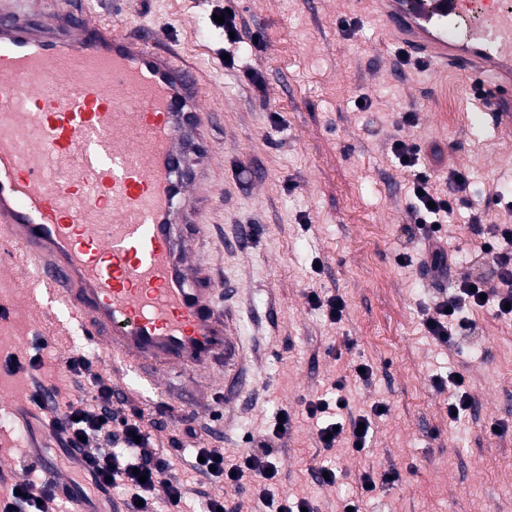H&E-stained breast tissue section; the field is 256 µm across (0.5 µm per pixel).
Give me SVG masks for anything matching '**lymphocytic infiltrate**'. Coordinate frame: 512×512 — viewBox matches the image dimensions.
<instances>
[{"mask_svg":"<svg viewBox=\"0 0 512 512\" xmlns=\"http://www.w3.org/2000/svg\"><path fill=\"white\" fill-rule=\"evenodd\" d=\"M390 152L412 175L410 211L413 234L423 242L418 257L423 274L438 278L456 263L441 235V227L456 210L471 211L474 235L482 240L481 251L491 272L471 274L457 280L452 291L440 293L430 309L423 312V325L432 339L454 345L475 336L477 326L468 312L491 305L496 317L512 320V224L485 223L481 212L472 208L469 176L452 168L444 186H437L433 174L421 160L417 144L394 140ZM72 378H88V387L74 394L67 411L54 416L49 426L67 447L83 448L82 472L97 492L105 494L113 485H123L130 496L125 512H156L157 496H164L171 512H181L186 497L184 482L173 471V456L153 445L155 419L143 410L123 411L112 405V386L99 375H90V359L82 352L65 361ZM343 398L336 392L313 394L305 403L308 417L319 419L317 436L324 449L346 443L350 449L370 442V417L344 418ZM188 465L208 480L223 484L224 495L207 499L205 512H244L243 491H251L263 512H317L311 500L275 497L272 487L279 476L277 450L271 441H258L249 452L231 460L223 449L207 447L195 428ZM59 498L52 479L34 483L22 481L17 491L0 495V512H55Z\"/></svg>","mask_w":512,"mask_h":512,"instance_id":"obj_1","label":"lymphocytic infiltrate"}]
</instances>
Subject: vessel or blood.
I'll use <instances>...</instances> for the list:
<instances>
[{
	"label": "vessel or blood",
	"instance_id": "1",
	"mask_svg": "<svg viewBox=\"0 0 512 512\" xmlns=\"http://www.w3.org/2000/svg\"><path fill=\"white\" fill-rule=\"evenodd\" d=\"M386 36L466 72L492 123L512 129V7L501 0H374ZM196 69L162 31L119 32L63 0H0V236L48 300L105 342L120 374L224 369L232 400L246 365L203 282L193 236L211 165ZM73 512L90 504L63 476Z\"/></svg>",
	"mask_w": 512,
	"mask_h": 512
}]
</instances>
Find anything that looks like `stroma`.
Here are the masks:
<instances>
[{
	"instance_id": "35a3bbf8",
	"label": "stroma",
	"mask_w": 512,
	"mask_h": 512,
	"mask_svg": "<svg viewBox=\"0 0 512 512\" xmlns=\"http://www.w3.org/2000/svg\"><path fill=\"white\" fill-rule=\"evenodd\" d=\"M73 11L105 9L119 31L143 26L168 29L181 57L197 66L211 96L203 104L221 111L210 131L215 149L210 181L213 204L199 257L223 277L219 292L249 360L247 380L232 404L224 402V376L207 370L192 380L169 376L160 389L128 397L136 379L116 377L108 349L96 347L91 371L112 382L113 401L131 398L159 423L158 447L170 448L194 427L210 447L228 456L246 453L264 435L275 413L288 409L293 427L280 440L276 494L305 497L319 512H340L363 472H398L364 505L363 512H512V321L491 308L471 310L478 348L435 343L426 333L422 307L437 295L413 258L420 246L402 233L411 176L395 164L391 143L405 139L421 149L438 178L449 168L468 173L473 209L487 223H512L498 204V190L512 187V133L488 119L471 124L477 105L466 77L400 66L396 45L385 37L371 0H68ZM237 16L241 51L224 65V32L213 14ZM360 26L343 33L340 18ZM261 74V85L247 78ZM462 88L458 112L441 96ZM367 107H359L360 98ZM415 113V124L401 115ZM263 172L261 185L245 183L242 167ZM470 210L442 227L458 254L453 277L470 271L479 240L469 228ZM256 237L241 242L243 226ZM408 255L410 263L399 260ZM341 296L342 320L331 323L305 295ZM0 294L16 300L11 322L0 325V472L7 479L31 475V448H40L54 470L73 474L58 437L44 426L45 410L27 406L36 386L60 389L65 409L73 387L64 372L76 327L58 307L38 304L35 276L15 270L0 278ZM41 356L39 371H14L9 357ZM373 368L370 382L356 380L354 366ZM459 372L468 380L474 408L448 417L449 392L434 375ZM352 415L388 407L374 418L369 447H320L315 422L304 407L310 395L336 381ZM191 385L197 402L177 392ZM24 422L17 434L14 425ZM503 422L504 432L492 430ZM337 463L335 485L319 483L324 459Z\"/></svg>"
}]
</instances>
